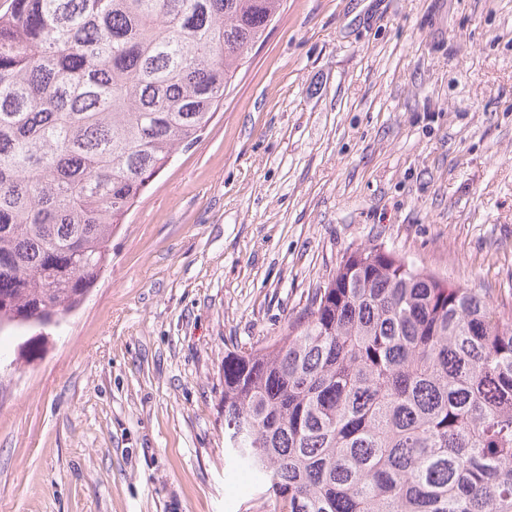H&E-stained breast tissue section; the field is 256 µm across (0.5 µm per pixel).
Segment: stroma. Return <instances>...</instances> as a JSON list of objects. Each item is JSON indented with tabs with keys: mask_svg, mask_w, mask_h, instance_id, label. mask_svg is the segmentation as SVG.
<instances>
[{
	"mask_svg": "<svg viewBox=\"0 0 512 512\" xmlns=\"http://www.w3.org/2000/svg\"><path fill=\"white\" fill-rule=\"evenodd\" d=\"M369 244L512 307V0H283L84 302L0 332V512H257L224 354Z\"/></svg>",
	"mask_w": 512,
	"mask_h": 512,
	"instance_id": "1",
	"label": "stroma"
}]
</instances>
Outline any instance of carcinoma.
Wrapping results in <instances>:
<instances>
[{
  "label": "carcinoma",
  "instance_id": "1",
  "mask_svg": "<svg viewBox=\"0 0 512 512\" xmlns=\"http://www.w3.org/2000/svg\"><path fill=\"white\" fill-rule=\"evenodd\" d=\"M282 0H11L0 13V331L64 318L208 127ZM224 457L260 512H512V309L358 247L224 354Z\"/></svg>",
  "mask_w": 512,
  "mask_h": 512
}]
</instances>
